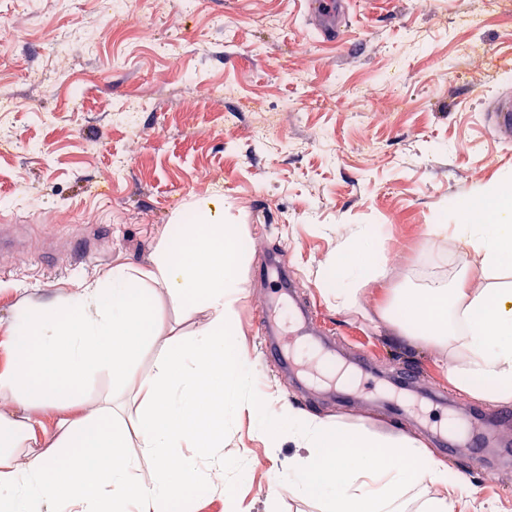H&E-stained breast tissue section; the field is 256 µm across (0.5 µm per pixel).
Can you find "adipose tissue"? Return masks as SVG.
<instances>
[{"mask_svg":"<svg viewBox=\"0 0 512 512\" xmlns=\"http://www.w3.org/2000/svg\"><path fill=\"white\" fill-rule=\"evenodd\" d=\"M507 190L512 180L486 187L457 207L453 223L430 227L433 236L470 249L477 273L399 288L392 300L406 312L397 321L402 333L459 346L463 361L451 373L454 383L490 402L512 400V282L502 279L512 260V204L500 202ZM191 211L192 220L177 224L149 267L116 266L79 281L65 303L15 310L12 363L0 371V394L11 398L0 410V512H165L202 470L226 471L224 430L244 404L240 386L248 376L228 344L244 250L223 201L199 200ZM337 264L336 303L349 308L359 282L383 267L376 228L350 233ZM156 288L200 305L208 320L194 334L175 338L154 372L137 380L134 364L149 336V294ZM102 371L138 387L139 453L127 449L123 412L108 402L93 410L85 405L81 389ZM48 403L60 408L50 430L30 414ZM253 409L264 430L287 424L289 440L308 449L293 484L301 491L316 488L327 512H402L400 501L413 485L458 482L416 442L379 443L367 432L336 430L289 407L273 414L259 402ZM16 448L30 453L25 468L9 462ZM184 448L191 456H181ZM144 458L154 468L148 484L137 479Z\"/></svg>","mask_w":512,"mask_h":512,"instance_id":"1","label":"adipose tissue"}]
</instances>
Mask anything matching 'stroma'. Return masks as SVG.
I'll return each instance as SVG.
<instances>
[{
  "label": "stroma",
  "mask_w": 512,
  "mask_h": 512,
  "mask_svg": "<svg viewBox=\"0 0 512 512\" xmlns=\"http://www.w3.org/2000/svg\"><path fill=\"white\" fill-rule=\"evenodd\" d=\"M111 0H0V225L18 248L0 253V341L18 305L64 302L81 279L149 264L195 200L223 199L249 260L238 269L233 352L250 369L246 398L424 445L461 481L454 512H512V420L502 403L450 380L456 345L402 335L384 315L390 289L453 278L474 264L453 238L429 234L481 187L512 176V142L485 115L512 96V0H345L349 22L321 39L300 0H124L135 25L114 34ZM273 17V27L260 19ZM53 30V45L44 42ZM471 45L478 56L463 55ZM134 110L133 122L123 117ZM379 232L382 277H366L358 305L337 307L336 255L351 228ZM91 246L99 256H78ZM283 252L295 290L336 367L366 357L389 378L408 368L412 393L340 384L298 341L293 371L264 356L257 324L271 302L255 272ZM152 335L135 361L153 370L174 336L206 314L164 289ZM438 393L446 416L481 437L486 467L463 446L440 448L425 425ZM306 449L261 432L242 410L224 431L230 483H188L168 512H322L288 474Z\"/></svg>",
  "instance_id": "1"
}]
</instances>
